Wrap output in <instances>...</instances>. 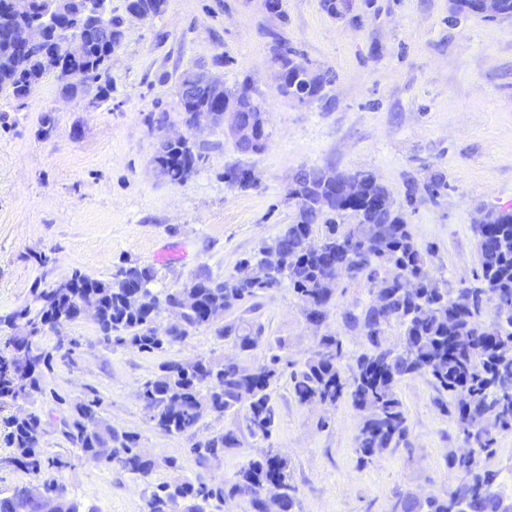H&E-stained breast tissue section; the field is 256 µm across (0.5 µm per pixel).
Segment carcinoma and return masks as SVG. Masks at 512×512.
<instances>
[{"instance_id": "obj_1", "label": "carcinoma", "mask_w": 512, "mask_h": 512, "mask_svg": "<svg viewBox=\"0 0 512 512\" xmlns=\"http://www.w3.org/2000/svg\"><path fill=\"white\" fill-rule=\"evenodd\" d=\"M271 36L281 47L273 61L286 70L285 86L279 94L323 100L326 87L333 82L329 72L318 70L301 76L292 66L297 52L278 34ZM39 57L40 50L33 49L25 59L17 60L0 41V76L9 73L15 98L26 97L30 85L42 79ZM108 62L109 51L91 46L77 67L64 62L57 78L67 88L72 82L63 71L75 69L81 81L97 82L106 75ZM237 93L236 89L220 87L209 92V99L221 96L236 104L241 102ZM207 100L183 103L185 114H193V108L204 106ZM201 157L200 148L188 141L162 143L156 162L171 182L179 184L194 171ZM289 196L296 200L298 220L253 256L240 261L252 268L251 274L223 281L208 274L197 276L190 282L193 303L188 308L181 301L184 289L157 290L151 287L153 274L149 269L128 263L117 267L107 282L76 270L68 283L60 282L37 293V310L26 307L6 319L11 326L18 319L24 320L26 333L5 338L3 349L7 353H0V413L17 407L11 415L0 418L3 443L14 449L12 455L0 458V467L22 469L34 475L35 481L0 495V512H40L36 488L47 494H63L50 470H59L66 463L43 456L41 417L18 404L42 392L45 373L53 369L52 355L38 347L34 338L46 328L58 332L74 321L78 302L94 305L105 342L140 354L164 352L168 345L200 327L214 329L216 336L230 340L240 350H250L264 341L262 328H243L233 322L220 325L218 318L284 284L302 302L305 317H327L335 297L326 271L330 261L350 267L351 279L365 278L372 284L370 303L357 313L344 314L345 323L363 334L370 351L356 358L355 369L345 377L340 371L345 355L341 337L320 336L314 354L290 373L297 401L335 405L345 398L350 400L363 413L355 453L359 462L367 463L406 441L407 414L397 385L405 377L426 375L438 391L448 394V400L439 401L438 406L453 419L458 437L487 455L496 452V430L512 429V329H502L492 345L486 329L479 327L478 317L491 308L498 319L512 318V249L492 244L495 239L512 241V211L495 209L491 224L475 228L482 240L478 248L480 286L449 288L444 278L427 269L425 255L403 212L383 206L389 192L377 180L368 181L358 204L347 207L339 200L332 206L335 189L322 181L318 169L310 168L295 176ZM316 224L325 226L318 248L309 242ZM162 304L179 315L180 330L173 337L156 332L155 319ZM394 323L403 329V341L399 347L389 348L383 338ZM280 361L274 355L267 363L245 367L231 360L185 363L166 359L140 384L139 397L149 421L163 433L190 434L203 416L205 403L218 414L231 409L243 412L244 429L267 440L275 427L269 389L281 377ZM61 434L82 456L99 448L112 449L102 466L135 474L149 484L147 512H212L236 496L247 498L249 512H264L261 492L275 470L281 478L283 512H297L299 508V490L288 461L272 448L243 465L222 487L189 479L150 485L156 462L140 457L137 433L119 432L105 420L103 398L93 388L71 404L68 416L61 420ZM238 445L237 433L224 430L204 444L191 446L190 453L204 466L213 449ZM448 467L462 473L473 487L468 512H504L502 471L478 472L462 454L452 455ZM454 506L455 488L450 487L444 496L400 495L391 512H451Z\"/></svg>"}]
</instances>
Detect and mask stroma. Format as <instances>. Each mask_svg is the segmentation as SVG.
I'll return each instance as SVG.
<instances>
[{
	"label": "stroma",
	"instance_id": "35a3bbf8",
	"mask_svg": "<svg viewBox=\"0 0 512 512\" xmlns=\"http://www.w3.org/2000/svg\"><path fill=\"white\" fill-rule=\"evenodd\" d=\"M128 0H107L123 39L113 52L106 89L63 98L47 73L25 100L0 92V339L7 316L32 305L35 288L81 270L108 280L129 260L150 268L153 286L181 288L200 272L224 279L240 262L294 222L288 193L297 172L329 168L375 175L410 225L430 270L449 287L475 283L480 272L473 224L479 208H512V19L455 14L450 0H351L343 17L322 0H284L268 14L263 0H167L164 13L139 20ZM297 49L301 62L330 71V106L281 96L271 62V33ZM205 69L225 86L251 82L266 110V148L245 154L223 126L195 133L203 157L180 184L156 163L162 136L185 132L179 92L184 72ZM165 113L156 126L150 115ZM251 169L247 190L229 186L224 171ZM445 186L431 194V177ZM179 252L163 263L161 249ZM371 299L367 280L341 278L335 304L320 327L310 326L288 287L225 313L224 322L262 327L286 343L279 381L270 389L276 428L269 441L242 432V415L205 413L193 437L168 435L149 423L139 386L161 357L184 361L231 358L244 366L267 362V345L242 352L200 328L145 356L105 344L87 316L61 332L75 340L70 361H55L43 393L28 410L41 416L40 445L67 460L56 477L81 512H145V485L135 475L105 469L64 440L68 405L94 387L113 427L139 435L140 448L177 459L159 467L154 483L177 475L222 485L267 447L278 448L299 488L300 512H389L395 493L442 495L459 479L448 458L462 443L425 376L402 379L397 392L409 421L406 444L366 465L354 451L362 414L350 402L332 407L298 403L289 374L316 349L320 336H341L343 369L365 348L343 314ZM239 430L237 448L218 464L198 466L189 448L222 431Z\"/></svg>",
	"mask_w": 512,
	"mask_h": 512
}]
</instances>
